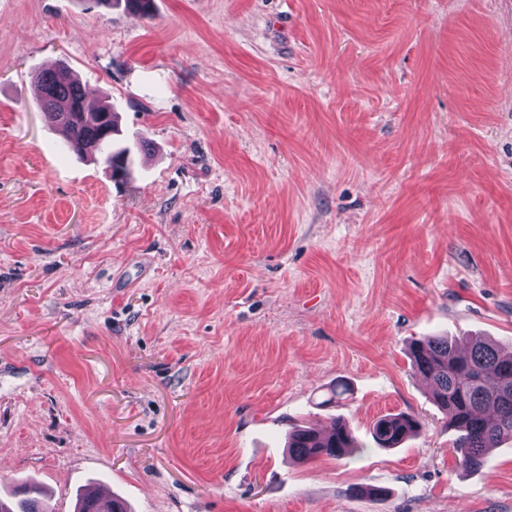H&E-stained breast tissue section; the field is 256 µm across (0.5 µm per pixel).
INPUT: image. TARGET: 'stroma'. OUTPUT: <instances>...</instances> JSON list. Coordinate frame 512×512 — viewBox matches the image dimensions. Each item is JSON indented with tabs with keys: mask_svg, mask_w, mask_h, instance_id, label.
I'll list each match as a JSON object with an SVG mask.
<instances>
[{
	"mask_svg": "<svg viewBox=\"0 0 512 512\" xmlns=\"http://www.w3.org/2000/svg\"><path fill=\"white\" fill-rule=\"evenodd\" d=\"M58 61L147 143L127 182L46 121ZM470 334L512 344V0H0V497L512 512V439L463 471L411 370ZM335 415L359 452L289 457ZM422 429V422L413 415H385L374 422L371 434L380 448H395Z\"/></svg>",
	"mask_w": 512,
	"mask_h": 512,
	"instance_id": "1",
	"label": "stroma"
}]
</instances>
